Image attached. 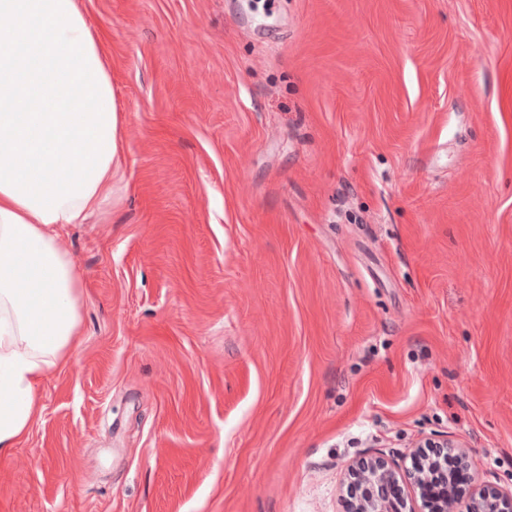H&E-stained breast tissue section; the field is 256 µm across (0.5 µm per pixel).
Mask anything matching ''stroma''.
Segmentation results:
<instances>
[{
    "label": "stroma",
    "mask_w": 512,
    "mask_h": 512,
    "mask_svg": "<svg viewBox=\"0 0 512 512\" xmlns=\"http://www.w3.org/2000/svg\"><path fill=\"white\" fill-rule=\"evenodd\" d=\"M112 204L0 512H346L461 443L512 490V0H77Z\"/></svg>",
    "instance_id": "1"
}]
</instances>
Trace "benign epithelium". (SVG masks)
<instances>
[{
	"mask_svg": "<svg viewBox=\"0 0 512 512\" xmlns=\"http://www.w3.org/2000/svg\"><path fill=\"white\" fill-rule=\"evenodd\" d=\"M420 450L413 455L412 467L400 473L378 456L361 461L352 471L353 486L360 490L355 496L351 512H403L404 501L392 499L377 493V488L388 484L408 481L419 491L420 512H456L455 502L440 496L432 489L429 473L425 466V448H442L456 456L461 464L469 466V456L464 447L448 439L442 441L425 440L418 444ZM468 512H512V490L502 491L496 487L483 485L474 489Z\"/></svg>",
	"mask_w": 512,
	"mask_h": 512,
	"instance_id": "obj_1",
	"label": "benign epithelium"
}]
</instances>
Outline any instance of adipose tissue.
<instances>
[{"instance_id":"adipose-tissue-1","label":"adipose tissue","mask_w":512,"mask_h":512,"mask_svg":"<svg viewBox=\"0 0 512 512\" xmlns=\"http://www.w3.org/2000/svg\"><path fill=\"white\" fill-rule=\"evenodd\" d=\"M112 82L76 0H0V455L68 363L82 286L57 228L112 196Z\"/></svg>"}]
</instances>
